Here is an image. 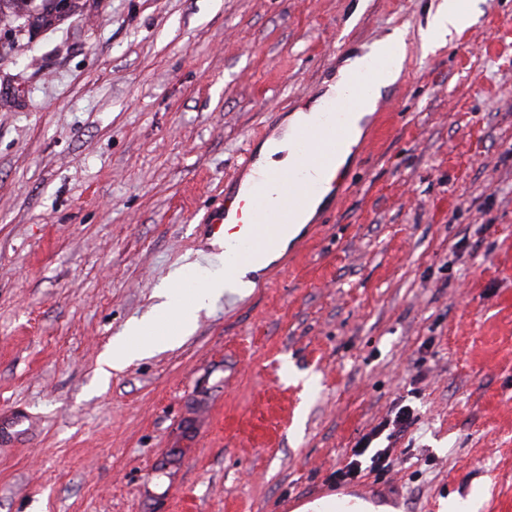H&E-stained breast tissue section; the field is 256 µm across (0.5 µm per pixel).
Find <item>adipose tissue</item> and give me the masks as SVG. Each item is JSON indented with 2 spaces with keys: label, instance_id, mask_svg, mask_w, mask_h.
I'll use <instances>...</instances> for the list:
<instances>
[{
  "label": "adipose tissue",
  "instance_id": "1",
  "mask_svg": "<svg viewBox=\"0 0 512 512\" xmlns=\"http://www.w3.org/2000/svg\"><path fill=\"white\" fill-rule=\"evenodd\" d=\"M471 21L472 9L468 0H440L432 17L429 32L443 39L460 31ZM405 51L406 34L398 31L374 44L369 56L357 57L349 62L348 68L353 71L365 65L371 57L384 56L389 60V65L377 84L369 87L364 93L365 111H372L382 88L395 81L404 63ZM224 292V279L219 275L206 277L202 287L189 295L175 287L159 289L160 302L155 308L153 321L130 322L123 336L113 339L102 359L103 364L109 367L125 364L173 346L177 343L179 335L191 332L198 313L209 308ZM171 318L175 319L179 326V335L168 334L162 329L164 322Z\"/></svg>",
  "mask_w": 512,
  "mask_h": 512
}]
</instances>
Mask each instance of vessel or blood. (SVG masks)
<instances>
[{
    "label": "vessel or blood",
    "instance_id": "b4317fda",
    "mask_svg": "<svg viewBox=\"0 0 512 512\" xmlns=\"http://www.w3.org/2000/svg\"><path fill=\"white\" fill-rule=\"evenodd\" d=\"M384 68V59L377 58L350 72L345 91L321 103L318 121L289 127L293 152L287 166L259 167L258 154L246 150L224 180L223 198L200 221L203 236L222 243L221 248L201 254V266L218 265L228 282L247 275L252 283H259L264 274L261 263L278 253L284 232L301 224L309 213L322 218L334 213L337 200L352 185L351 168L370 155L394 107L390 101L380 104L365 135H357L350 122L363 107L364 90ZM346 153L351 160L345 168L338 161ZM33 426V418L25 412L1 414L0 443L26 438Z\"/></svg>",
    "mask_w": 512,
    "mask_h": 512
}]
</instances>
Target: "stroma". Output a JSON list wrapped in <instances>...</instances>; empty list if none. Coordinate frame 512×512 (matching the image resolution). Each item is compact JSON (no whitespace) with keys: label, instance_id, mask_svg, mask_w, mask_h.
<instances>
[{"label":"stroma","instance_id":"1","mask_svg":"<svg viewBox=\"0 0 512 512\" xmlns=\"http://www.w3.org/2000/svg\"><path fill=\"white\" fill-rule=\"evenodd\" d=\"M438 0H31L0 19V512H290L329 493L512 512V0L432 48ZM407 32L336 213L175 347L100 357L204 245L267 111ZM393 463L333 476L396 404ZM34 426L33 418L23 411L0 415V443H11L26 438Z\"/></svg>","mask_w":512,"mask_h":512}]
</instances>
